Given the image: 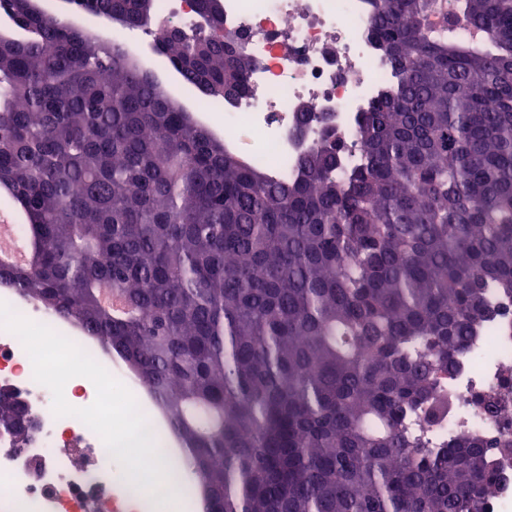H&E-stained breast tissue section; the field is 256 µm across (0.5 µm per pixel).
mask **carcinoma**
Instances as JSON below:
<instances>
[{
  "label": "carcinoma",
  "mask_w": 512,
  "mask_h": 512,
  "mask_svg": "<svg viewBox=\"0 0 512 512\" xmlns=\"http://www.w3.org/2000/svg\"><path fill=\"white\" fill-rule=\"evenodd\" d=\"M156 25L158 0H71ZM396 70L341 175L328 136L281 182L126 67L117 42L42 12L0 38V191L24 210L0 285L72 322L153 395L206 512H483L488 444L433 448L442 380L512 294V0H457L480 44L432 33L433 0H368ZM156 48L224 102L252 63L224 11ZM502 391L476 400L496 420Z\"/></svg>",
  "instance_id": "obj_1"
}]
</instances>
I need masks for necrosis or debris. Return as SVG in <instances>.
<instances>
[{"label":"necrosis or debris","mask_w":512,"mask_h":512,"mask_svg":"<svg viewBox=\"0 0 512 512\" xmlns=\"http://www.w3.org/2000/svg\"><path fill=\"white\" fill-rule=\"evenodd\" d=\"M224 27L239 33L254 62L247 93L218 107L224 144L245 162L272 159L276 178L294 177L300 154L333 127L340 138L342 170L357 166L363 152L356 120L392 82L393 69L368 34L366 0H224ZM489 319L472 337L446 386L453 405L429 433L436 447L453 439H499L512 429V413L491 420L479 413L477 395L496 389L512 366V298L489 291ZM28 302L0 303V387L26 401L39 422L28 441L30 457L0 439V512H149L166 486L118 489L112 463L101 450L112 418V360L80 330L63 336L70 351L55 375L66 383L49 397L46 374L33 366L25 345ZM87 460L73 466L70 451Z\"/></svg>","instance_id":"1"}]
</instances>
